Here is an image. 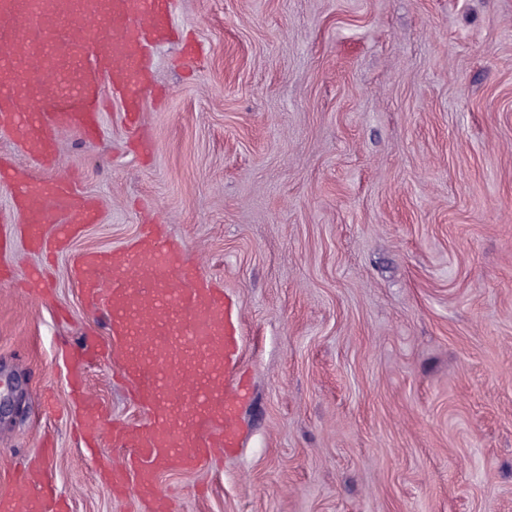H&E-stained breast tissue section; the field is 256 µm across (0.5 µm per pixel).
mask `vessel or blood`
Listing matches in <instances>:
<instances>
[{
	"label": "vessel or blood",
	"mask_w": 512,
	"mask_h": 512,
	"mask_svg": "<svg viewBox=\"0 0 512 512\" xmlns=\"http://www.w3.org/2000/svg\"><path fill=\"white\" fill-rule=\"evenodd\" d=\"M173 32L172 0H0V132L52 166L59 128L98 137L107 85L137 145L145 146L148 55ZM0 183L12 187L14 216L31 248L43 253L65 250L100 217L96 201L70 181L21 179L0 166ZM54 214L63 222L50 233L45 225ZM73 272L88 299L106 303L110 341L62 347L70 394L85 400L87 362L111 349L149 414L144 425L112 428L113 447L131 451L109 477L112 492L133 486L144 512H174L157 491L159 471H189L239 445L246 387L232 306L185 263L178 243L152 231L123 250L78 256ZM79 430L84 448H99V407L87 406ZM35 488L51 512H68L40 470L15 478L6 512L22 504L41 512L31 501Z\"/></svg>",
	"instance_id": "vessel-or-blood-1"
}]
</instances>
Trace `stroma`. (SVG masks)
Returning <instances> with one entry per match:
<instances>
[{
  "mask_svg": "<svg viewBox=\"0 0 512 512\" xmlns=\"http://www.w3.org/2000/svg\"><path fill=\"white\" fill-rule=\"evenodd\" d=\"M180 39L151 57L131 145L122 106L86 143L56 133L42 167L0 134V159L78 180L100 207L54 258L43 301L0 282V497L58 452L70 512H142L85 454L61 341L108 336L75 255L158 226L229 296L250 393L236 454L164 472L176 512H512V0H173ZM0 265L40 263L10 225ZM87 384L106 419L146 413Z\"/></svg>",
  "mask_w": 512,
  "mask_h": 512,
  "instance_id": "35a3bbf8",
  "label": "stroma"
}]
</instances>
